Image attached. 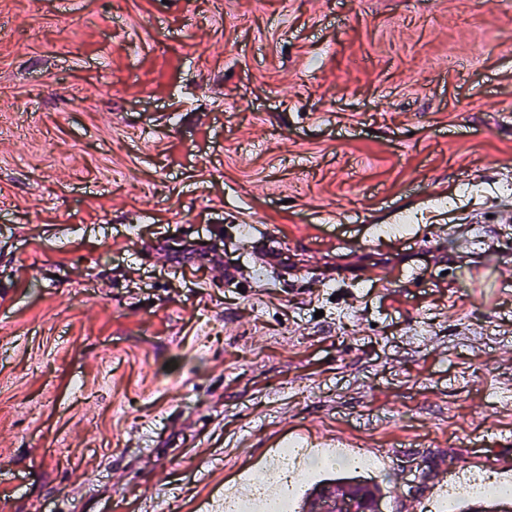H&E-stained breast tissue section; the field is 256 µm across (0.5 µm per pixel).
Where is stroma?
<instances>
[{"mask_svg": "<svg viewBox=\"0 0 512 512\" xmlns=\"http://www.w3.org/2000/svg\"><path fill=\"white\" fill-rule=\"evenodd\" d=\"M294 438L298 495L512 486V0H0V512H220Z\"/></svg>", "mask_w": 512, "mask_h": 512, "instance_id": "stroma-1", "label": "stroma"}]
</instances>
